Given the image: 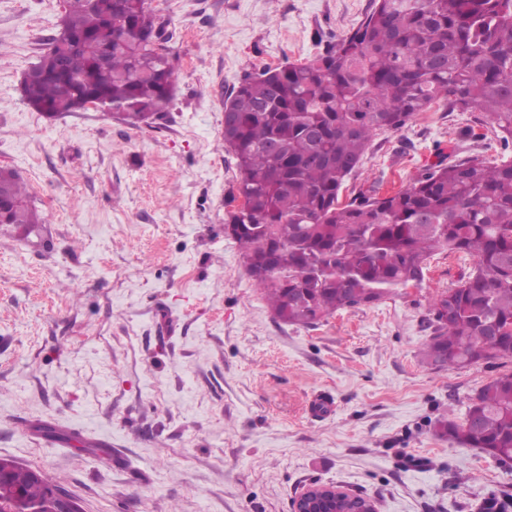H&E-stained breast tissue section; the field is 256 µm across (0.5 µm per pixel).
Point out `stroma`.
I'll return each mask as SVG.
<instances>
[{"label": "stroma", "mask_w": 512, "mask_h": 512, "mask_svg": "<svg viewBox=\"0 0 512 512\" xmlns=\"http://www.w3.org/2000/svg\"><path fill=\"white\" fill-rule=\"evenodd\" d=\"M175 105L153 127L94 110L49 119L24 71L65 0H0V168L43 219L0 224V457L83 512H292L313 484L379 512H478L512 467L441 436L512 359L422 358L433 297L471 258L440 253L421 287L311 328L275 319L224 233L236 183L224 100L245 74L300 64L372 0H159ZM512 147L438 101L374 137L342 200L410 184L439 155ZM333 414H312L315 399Z\"/></svg>", "instance_id": "35a3bbf8"}]
</instances>
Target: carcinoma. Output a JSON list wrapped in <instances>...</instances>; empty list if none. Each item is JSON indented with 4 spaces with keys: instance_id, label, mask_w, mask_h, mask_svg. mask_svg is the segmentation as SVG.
Wrapping results in <instances>:
<instances>
[{
    "instance_id": "obj_1",
    "label": "carcinoma",
    "mask_w": 512,
    "mask_h": 512,
    "mask_svg": "<svg viewBox=\"0 0 512 512\" xmlns=\"http://www.w3.org/2000/svg\"><path fill=\"white\" fill-rule=\"evenodd\" d=\"M112 11L130 27L108 26ZM58 27L49 54L61 67H45L22 90L30 108L51 118L100 100L123 107L117 120L134 127L170 111V36L146 0H67ZM442 98L512 143V0H374L356 29L309 61L266 67L232 88L224 145L244 206L225 223L276 319L314 327L419 287L432 256L446 250L473 265L433 297L425 361L447 369L512 357V159L450 158L403 189L340 200L373 138L401 131ZM39 223L23 180L0 168V224ZM440 429L461 447L512 458V371ZM3 462L14 472L0 503L18 487L32 500L52 488L32 468ZM482 512H512V496Z\"/></svg>"
}]
</instances>
